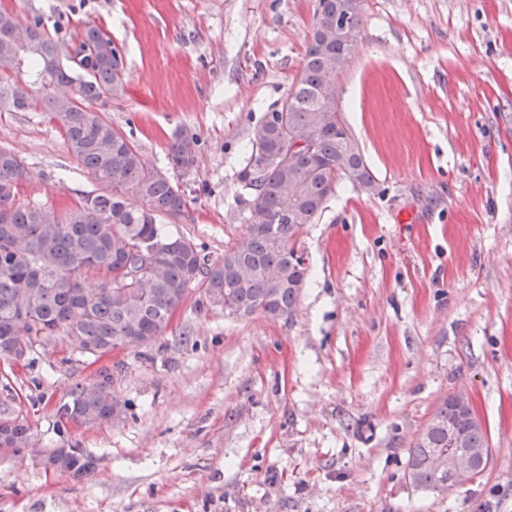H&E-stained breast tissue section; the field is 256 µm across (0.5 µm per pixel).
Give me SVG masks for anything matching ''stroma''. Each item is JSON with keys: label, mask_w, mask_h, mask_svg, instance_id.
Returning <instances> with one entry per match:
<instances>
[{"label": "stroma", "mask_w": 512, "mask_h": 512, "mask_svg": "<svg viewBox=\"0 0 512 512\" xmlns=\"http://www.w3.org/2000/svg\"><path fill=\"white\" fill-rule=\"evenodd\" d=\"M317 0H0L21 18L91 22L126 93L93 108L167 167L197 136L174 232L212 256L246 232L252 132L300 75ZM336 103L376 178L335 182L299 241L294 314L225 318L191 291L153 344L99 360L60 338L0 358V407L39 449L98 460L76 481L0 462V512H512V0H363ZM28 178L17 200L65 208L104 188L41 109L0 112ZM124 363V408L59 422L70 388ZM473 401L489 468L440 496L404 471L443 398ZM198 140L185 132L176 133L170 144L169 160L174 169L188 170L196 160Z\"/></svg>", "instance_id": "obj_1"}]
</instances>
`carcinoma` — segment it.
Instances as JSON below:
<instances>
[{
	"label": "carcinoma",
	"mask_w": 512,
	"mask_h": 512,
	"mask_svg": "<svg viewBox=\"0 0 512 512\" xmlns=\"http://www.w3.org/2000/svg\"><path fill=\"white\" fill-rule=\"evenodd\" d=\"M339 0H318L300 77L285 98L287 109L265 113L251 139L239 181L252 190L247 232L214 258L181 235L166 231L161 219L176 221L188 211L184 191L168 171L147 163L137 146L87 103L120 98L126 82L112 38L87 24L79 40L62 35L61 20L47 25L34 15L21 20L0 10V112H29L37 104L64 132L69 151L107 192L87 196L64 210L20 206L16 196L26 171L21 159L0 146V357L26 349L28 363L59 336L98 360L118 348L150 345L169 328L192 290L232 320L257 313L286 319L296 308L307 279L297 242L313 223L335 180L371 191L376 179L359 145L336 113L325 109L323 92L351 57L336 40L344 17ZM28 67L41 85L40 99L13 78ZM198 140L174 135L169 160L188 170ZM133 193L141 205L131 207ZM155 254L143 263L142 252ZM60 418L87 427L112 421L121 411L112 370L69 390ZM436 414L452 420L466 447L488 442L482 423L459 416L443 401ZM19 456L34 448L33 431L23 418L0 413V447ZM448 427L429 423L408 451L404 478L433 492L446 481L430 463L448 451ZM47 471L74 477L95 470V458L78 448L38 452Z\"/></svg>",
	"instance_id": "obj_1"
}]
</instances>
